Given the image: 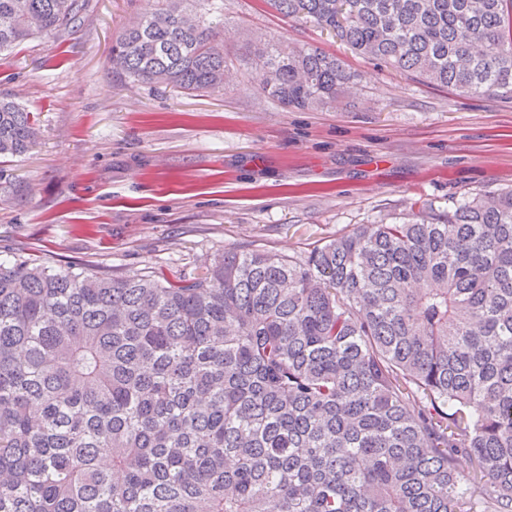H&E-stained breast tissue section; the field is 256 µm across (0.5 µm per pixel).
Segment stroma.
<instances>
[{"instance_id":"35a3bbf8","label":"stroma","mask_w":512,"mask_h":512,"mask_svg":"<svg viewBox=\"0 0 512 512\" xmlns=\"http://www.w3.org/2000/svg\"><path fill=\"white\" fill-rule=\"evenodd\" d=\"M155 5L87 0L72 33L0 54V95L40 128L0 160V259L175 281L227 250L298 257L356 224L512 187V101L406 80L266 0H224L223 92L113 75V42ZM273 38L336 55L351 95L319 110L266 98L246 43Z\"/></svg>"}]
</instances>
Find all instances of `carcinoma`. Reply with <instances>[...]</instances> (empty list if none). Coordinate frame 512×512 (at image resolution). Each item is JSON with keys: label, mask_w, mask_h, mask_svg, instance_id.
I'll use <instances>...</instances> for the list:
<instances>
[{"label": "carcinoma", "mask_w": 512, "mask_h": 512, "mask_svg": "<svg viewBox=\"0 0 512 512\" xmlns=\"http://www.w3.org/2000/svg\"><path fill=\"white\" fill-rule=\"evenodd\" d=\"M268 2L408 79L512 100V0ZM84 3L0 0V53ZM223 28L224 0H158L112 69L221 90ZM252 54L287 108L354 81L319 47ZM38 134L0 100V157ZM0 512H512V189L177 282L0 260Z\"/></svg>", "instance_id": "obj_1"}]
</instances>
